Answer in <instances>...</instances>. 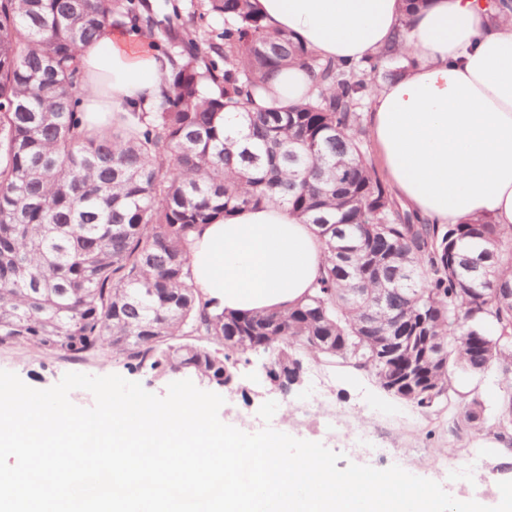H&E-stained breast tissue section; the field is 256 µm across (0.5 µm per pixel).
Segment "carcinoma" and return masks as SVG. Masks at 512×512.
<instances>
[{
	"mask_svg": "<svg viewBox=\"0 0 512 512\" xmlns=\"http://www.w3.org/2000/svg\"><path fill=\"white\" fill-rule=\"evenodd\" d=\"M109 27L164 39L169 70L137 127L89 133L79 52ZM293 64L310 74L308 103L267 100ZM401 71L323 61L249 0H207L186 19L151 0H0V348L222 388L260 356L285 395L308 364L340 365L505 438L512 224L439 227L399 205L359 109ZM264 203L315 225L323 274L284 313L215 314L190 280L189 233ZM460 373L496 375L493 417Z\"/></svg>",
	"mask_w": 512,
	"mask_h": 512,
	"instance_id": "cac0c4a2",
	"label": "carcinoma"
}]
</instances>
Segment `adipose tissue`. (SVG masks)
Segmentation results:
<instances>
[{
	"label": "adipose tissue",
	"mask_w": 512,
	"mask_h": 512,
	"mask_svg": "<svg viewBox=\"0 0 512 512\" xmlns=\"http://www.w3.org/2000/svg\"><path fill=\"white\" fill-rule=\"evenodd\" d=\"M269 30L321 58L355 63L392 49L412 57L378 87L366 124L400 205L432 224H512V11L493 0H252ZM87 129L161 91L164 55L114 29L86 44ZM191 280L225 313L285 310L318 280L323 244L286 207L248 208L196 227Z\"/></svg>",
	"instance_id": "obj_1"
}]
</instances>
